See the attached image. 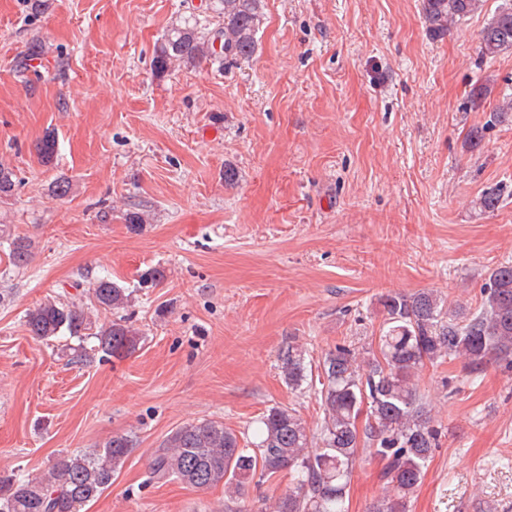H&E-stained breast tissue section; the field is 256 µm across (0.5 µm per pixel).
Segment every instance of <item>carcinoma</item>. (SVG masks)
I'll return each instance as SVG.
<instances>
[{"mask_svg":"<svg viewBox=\"0 0 512 512\" xmlns=\"http://www.w3.org/2000/svg\"><path fill=\"white\" fill-rule=\"evenodd\" d=\"M484 0H422L425 28L443 39L458 22L482 10ZM263 0H209L200 14L189 16L167 31L154 46L156 74L173 65L202 61L224 66L245 63L258 54L257 34L263 21ZM481 56L512 52V3L503 4L481 32ZM34 149L44 164L57 149L48 130ZM12 168L0 163V199L14 195ZM501 193L481 194L484 212L500 208ZM13 267L26 268L33 259L29 238L16 236L9 245ZM94 306L115 313L125 308L126 289L109 276L89 282ZM383 322L377 348L363 356L338 345L320 363L316 392L324 421L319 434L290 408L275 407L259 421V441L241 446L238 435L224 423L201 419L173 431L154 452L150 466L156 480H179L198 490L224 484V512H247L244 485L258 476L270 479L286 471L293 487L279 496L273 512H347V485L359 450L368 447L385 461L383 497L369 512H409L426 463L439 447V431L417 399V377L428 363L448 359L462 362L475 381L491 359L512 369V263L488 273L481 300L473 305L420 290L388 295L381 300ZM85 309L48 299L26 314L25 326L40 340L65 333L81 337L90 329ZM98 349L106 355L130 354L140 343L139 332L120 317L96 333ZM305 356L291 347L281 357V373L292 389L302 386ZM364 424H359L361 414ZM133 448L129 435H116L100 448L57 457L35 477L0 474V512H80L112 486V478Z\"/></svg>","mask_w":512,"mask_h":512,"instance_id":"1","label":"carcinoma"}]
</instances>
